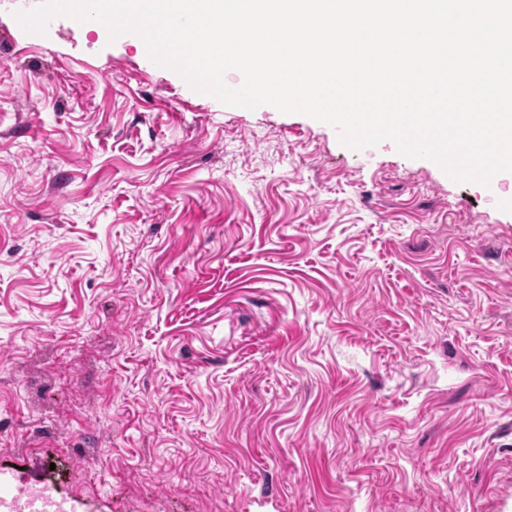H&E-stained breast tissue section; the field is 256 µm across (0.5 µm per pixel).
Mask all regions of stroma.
Instances as JSON below:
<instances>
[{"instance_id": "35a3bbf8", "label": "stroma", "mask_w": 512, "mask_h": 512, "mask_svg": "<svg viewBox=\"0 0 512 512\" xmlns=\"http://www.w3.org/2000/svg\"><path fill=\"white\" fill-rule=\"evenodd\" d=\"M506 194L0 10V473L76 512H512Z\"/></svg>"}]
</instances>
